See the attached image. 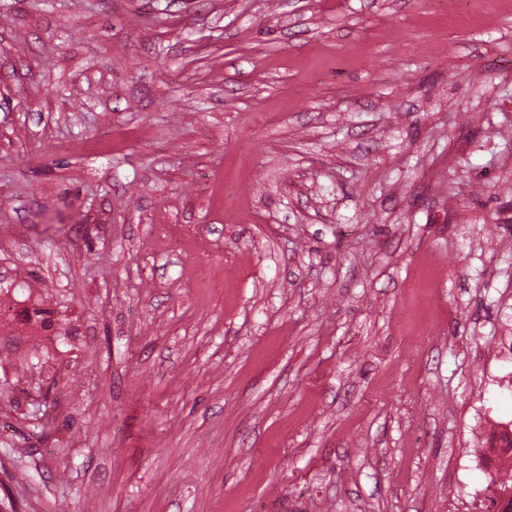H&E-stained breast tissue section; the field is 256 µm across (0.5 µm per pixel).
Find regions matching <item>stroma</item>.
<instances>
[{"label": "stroma", "mask_w": 512, "mask_h": 512, "mask_svg": "<svg viewBox=\"0 0 512 512\" xmlns=\"http://www.w3.org/2000/svg\"><path fill=\"white\" fill-rule=\"evenodd\" d=\"M0 271V512H480L512 8L0 0Z\"/></svg>", "instance_id": "stroma-1"}]
</instances>
